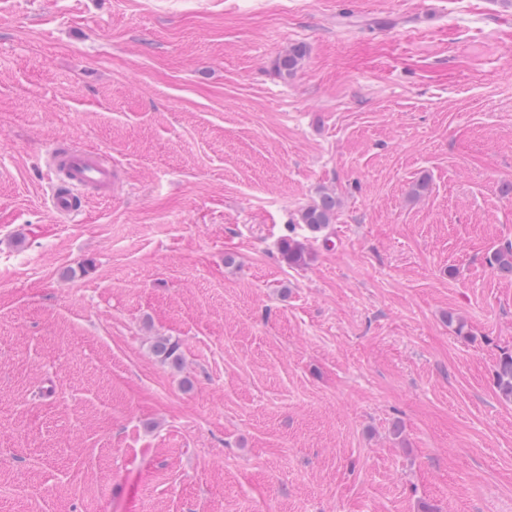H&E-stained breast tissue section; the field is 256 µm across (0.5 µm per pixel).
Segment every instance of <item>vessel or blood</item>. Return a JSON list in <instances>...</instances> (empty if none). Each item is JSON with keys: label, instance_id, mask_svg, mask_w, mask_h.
Instances as JSON below:
<instances>
[{"label": "vessel or blood", "instance_id": "vessel-or-blood-1", "mask_svg": "<svg viewBox=\"0 0 512 512\" xmlns=\"http://www.w3.org/2000/svg\"><path fill=\"white\" fill-rule=\"evenodd\" d=\"M44 158L50 178L47 201L61 222L74 223L83 217L87 189L111 194L115 171L102 151L60 140L47 150Z\"/></svg>", "mask_w": 512, "mask_h": 512}]
</instances>
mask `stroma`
Listing matches in <instances>:
<instances>
[{"mask_svg":"<svg viewBox=\"0 0 512 512\" xmlns=\"http://www.w3.org/2000/svg\"><path fill=\"white\" fill-rule=\"evenodd\" d=\"M511 182L512 0H0V512H512ZM44 158L50 178L47 201L61 222L75 223L83 217L88 188H96L104 196L112 193L115 171L102 151L59 140ZM336 197L329 192L324 193L319 201L303 208L299 213L300 224H305L311 232L326 229L335 224L338 210ZM495 384L500 398L512 402V353H503L496 364Z\"/></svg>","mask_w":512,"mask_h":512,"instance_id":"stroma-1","label":"stroma"}]
</instances>
